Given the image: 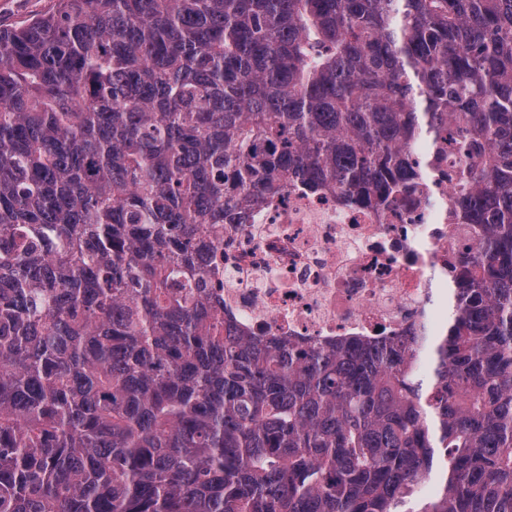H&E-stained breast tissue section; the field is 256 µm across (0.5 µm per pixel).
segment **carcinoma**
<instances>
[{"instance_id":"1","label":"carcinoma","mask_w":512,"mask_h":512,"mask_svg":"<svg viewBox=\"0 0 512 512\" xmlns=\"http://www.w3.org/2000/svg\"><path fill=\"white\" fill-rule=\"evenodd\" d=\"M447 143L481 236L438 335L224 320L208 225L290 176L392 205ZM0 512H512V0H54L0 28Z\"/></svg>"}]
</instances>
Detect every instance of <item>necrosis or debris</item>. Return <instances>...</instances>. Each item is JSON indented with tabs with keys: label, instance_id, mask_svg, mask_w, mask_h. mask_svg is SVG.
<instances>
[{
	"label": "necrosis or debris",
	"instance_id": "1",
	"mask_svg": "<svg viewBox=\"0 0 512 512\" xmlns=\"http://www.w3.org/2000/svg\"><path fill=\"white\" fill-rule=\"evenodd\" d=\"M389 207L343 202L335 188L289 182L250 201L241 223L220 224L211 254L224 317L248 336L310 345L430 336L455 286L456 260L477 238L449 206L447 184Z\"/></svg>",
	"mask_w": 512,
	"mask_h": 512
}]
</instances>
